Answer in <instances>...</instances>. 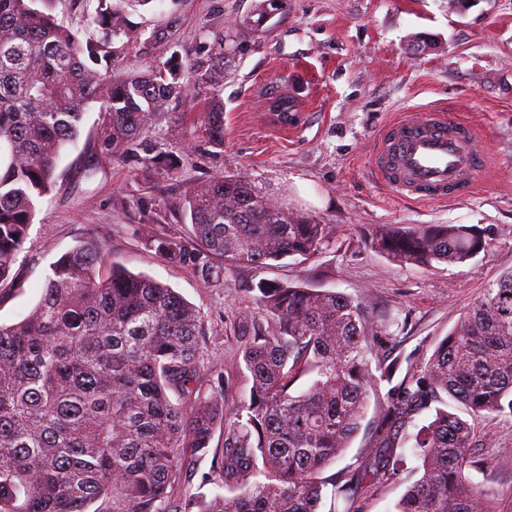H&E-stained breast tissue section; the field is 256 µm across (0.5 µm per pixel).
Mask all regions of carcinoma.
<instances>
[{
    "label": "carcinoma",
    "mask_w": 512,
    "mask_h": 512,
    "mask_svg": "<svg viewBox=\"0 0 512 512\" xmlns=\"http://www.w3.org/2000/svg\"><path fill=\"white\" fill-rule=\"evenodd\" d=\"M37 0H0V290L22 288L12 268L36 203L54 185L62 152L76 143L87 109L99 105L106 155L173 178L174 156L142 134L187 96L178 58L134 73L111 68L140 31L130 0H111L93 23L100 40L57 23ZM235 53L197 64L195 82L217 85ZM209 140L224 144V104L200 115ZM170 210L190 220L191 239L147 224L163 257L203 280L217 265L307 260L329 225L288 211L235 174H219ZM489 234L467 225L382 226L371 247L400 265L466 263L486 252ZM252 326L237 363L248 398L224 410V374L199 384L205 335L200 312L169 285L112 259L87 237L53 263L41 296L20 321L0 324V512H319L325 488L345 512L365 488L400 478L410 446L420 476L395 512H501L496 492L471 484L473 418L512 417V270L484 289L430 355L386 352L395 321L363 301L304 281H260ZM307 378L295 393L294 384ZM388 386L380 397L381 386ZM377 398L376 437L352 471L323 472L349 447ZM432 412L418 427L413 418ZM224 430L219 470L200 484L228 486L173 497L186 455L208 453Z\"/></svg>",
    "instance_id": "obj_1"
}]
</instances>
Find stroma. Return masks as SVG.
<instances>
[{
	"mask_svg": "<svg viewBox=\"0 0 512 512\" xmlns=\"http://www.w3.org/2000/svg\"><path fill=\"white\" fill-rule=\"evenodd\" d=\"M260 0H141L128 19L139 37L118 57L121 72H140L178 56L187 96L172 118L147 133L176 155L174 179L152 178L107 158L96 137L99 109L90 106L75 146L57 163V183L39 199L12 273L22 290H0V322L22 319L39 300L51 264L90 234L108 244L127 269L162 281L198 308L206 332L205 364L224 369V407L249 394L236 363L263 317L251 292L259 281L303 280L321 290L361 297L374 315H390L398 352L431 353L500 273L512 269V0H285L254 29ZM99 0H43L59 24L92 38ZM235 48L215 87L194 80L216 36ZM293 100V128L269 120L271 102ZM224 103V144L216 147L197 122ZM452 108L470 122L488 167L474 190L457 199L396 196L377 178L372 156L394 120ZM95 169L87 177V169ZM239 174L290 211L330 227L329 241L302 263L227 264L205 281L162 258L142 227L168 204L212 176ZM462 224L487 230V253L462 265H400L370 240L381 225ZM491 435L480 448L487 465L470 481L499 494L512 512V417L476 420ZM405 478L367 488L357 512H393L420 461L405 447Z\"/></svg>",
	"mask_w": 512,
	"mask_h": 512,
	"instance_id": "1",
	"label": "stroma"
}]
</instances>
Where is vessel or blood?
Masks as SVG:
<instances>
[{
    "label": "vessel or blood",
    "instance_id": "1",
    "mask_svg": "<svg viewBox=\"0 0 512 512\" xmlns=\"http://www.w3.org/2000/svg\"><path fill=\"white\" fill-rule=\"evenodd\" d=\"M474 136L471 124L444 108L405 117L384 131L373 166L397 196L418 201L463 196L485 169Z\"/></svg>",
    "mask_w": 512,
    "mask_h": 512
}]
</instances>
